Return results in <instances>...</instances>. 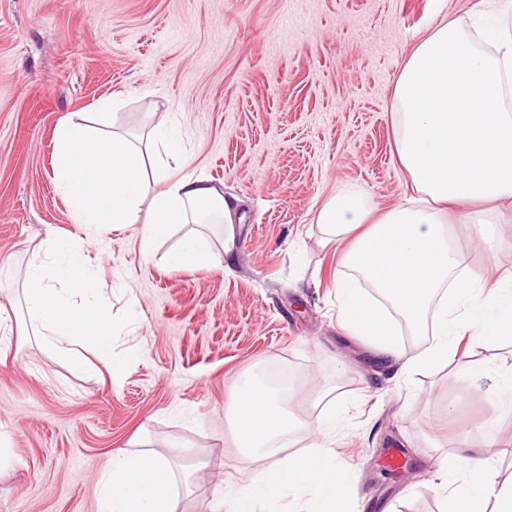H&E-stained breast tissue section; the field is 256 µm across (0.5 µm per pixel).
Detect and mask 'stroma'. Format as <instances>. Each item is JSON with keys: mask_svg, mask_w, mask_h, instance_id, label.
<instances>
[{"mask_svg": "<svg viewBox=\"0 0 512 512\" xmlns=\"http://www.w3.org/2000/svg\"><path fill=\"white\" fill-rule=\"evenodd\" d=\"M478 0H0V512H97L111 452L147 448L180 483L176 512H228L227 491L258 464L231 441L236 387L288 368L293 405L316 425L320 392L347 400L336 451L353 471V512H444L439 457L457 437L495 424L485 454L512 473V417L486 350L463 339L456 365L405 379L339 325L336 284L357 278L344 244L315 218L343 188L376 213L400 203L394 83L441 16L468 18ZM119 95L114 128H179L190 168L236 198L234 259L221 269L172 267L191 230L222 252L224 226H175L145 257L136 224L72 223L52 178V131ZM72 239L111 297L112 357L80 371L28 327L22 285L48 238ZM471 270L512 272V210L462 223ZM397 451L389 465V451Z\"/></svg>", "mask_w": 512, "mask_h": 512, "instance_id": "1", "label": "stroma"}]
</instances>
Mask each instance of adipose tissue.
<instances>
[{"mask_svg": "<svg viewBox=\"0 0 512 512\" xmlns=\"http://www.w3.org/2000/svg\"><path fill=\"white\" fill-rule=\"evenodd\" d=\"M512 0H488L469 20L441 17L404 63L394 86L396 153L412 192L369 222L362 191L344 189L317 214L325 234L352 238L346 257L372 285L338 284L339 322L412 376L450 362L460 337L490 348L512 335V273L487 282L469 272L454 244L447 207L512 199ZM146 141L175 171L145 179L140 147L115 132L100 106L91 124L60 120L52 138L57 188L76 224H136L142 248L172 225L197 223L202 207L232 223L235 205L206 180L187 174L173 123L152 127ZM55 259L33 260L24 288L31 324L53 354L88 369L115 372L109 300L76 245L54 240ZM432 335L407 354L393 316ZM447 512H512V476L502 477L482 444L463 437L439 461ZM177 477L144 449L118 450L96 487L98 512H174Z\"/></svg>", "mask_w": 512, "mask_h": 512, "instance_id": "1", "label": "adipose tissue"}]
</instances>
